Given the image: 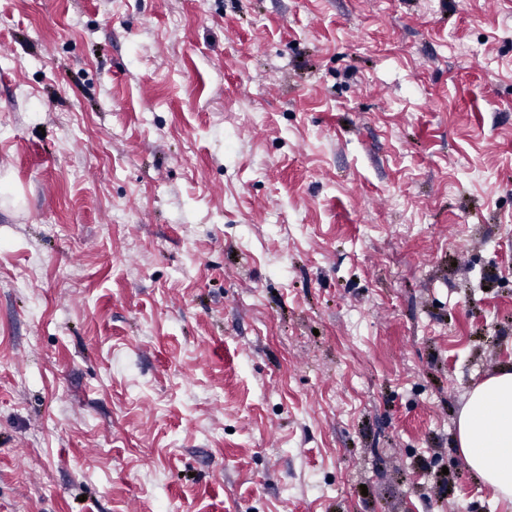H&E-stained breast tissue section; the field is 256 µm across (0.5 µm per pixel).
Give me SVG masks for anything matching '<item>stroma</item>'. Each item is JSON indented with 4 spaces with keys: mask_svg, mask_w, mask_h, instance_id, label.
<instances>
[{
    "mask_svg": "<svg viewBox=\"0 0 512 512\" xmlns=\"http://www.w3.org/2000/svg\"><path fill=\"white\" fill-rule=\"evenodd\" d=\"M512 0H0V512H508ZM456 446L469 469L512 503V368L500 367L474 386L459 414Z\"/></svg>",
    "mask_w": 512,
    "mask_h": 512,
    "instance_id": "35a3bbf8",
    "label": "stroma"
}]
</instances>
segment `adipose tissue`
Wrapping results in <instances>:
<instances>
[{
  "instance_id": "obj_1",
  "label": "adipose tissue",
  "mask_w": 512,
  "mask_h": 512,
  "mask_svg": "<svg viewBox=\"0 0 512 512\" xmlns=\"http://www.w3.org/2000/svg\"><path fill=\"white\" fill-rule=\"evenodd\" d=\"M456 446L498 500L512 503V368L474 386L459 414Z\"/></svg>"
}]
</instances>
